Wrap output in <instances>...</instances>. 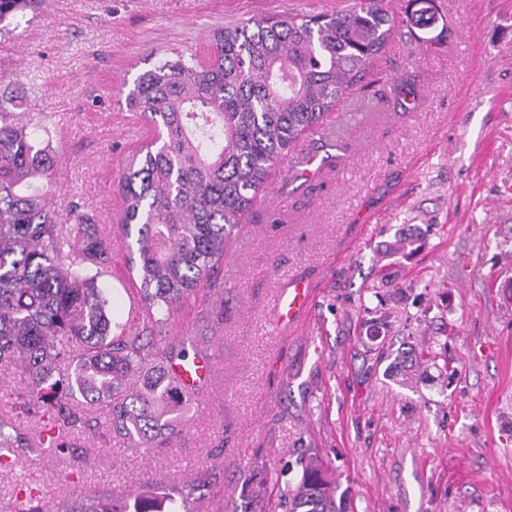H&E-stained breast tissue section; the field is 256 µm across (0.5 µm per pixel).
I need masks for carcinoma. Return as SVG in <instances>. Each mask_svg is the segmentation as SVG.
<instances>
[{
	"instance_id": "cac0c4a2",
	"label": "carcinoma",
	"mask_w": 512,
	"mask_h": 512,
	"mask_svg": "<svg viewBox=\"0 0 512 512\" xmlns=\"http://www.w3.org/2000/svg\"><path fill=\"white\" fill-rule=\"evenodd\" d=\"M40 0H0V25ZM439 44L449 22L424 8L410 24ZM395 30L390 0H352L332 14L253 19L213 34L205 60L163 52L126 107L155 131L119 181L118 228L140 281L138 324L112 335L99 284L111 239L57 221L49 194L54 155L38 127L0 99V363L25 380L23 409L46 421L39 443L0 418V466L17 448L61 455L103 428L131 448H165L203 389H184L169 366L207 351L201 336L168 340L178 307L210 294L226 246L293 143L361 85ZM425 357L411 346L385 374L406 384ZM280 493L282 512H354L331 460L306 451ZM196 489L159 486L118 501L94 490L55 512H194Z\"/></svg>"
}]
</instances>
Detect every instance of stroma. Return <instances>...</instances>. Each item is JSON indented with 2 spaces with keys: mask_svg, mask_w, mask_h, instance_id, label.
I'll use <instances>...</instances> for the list:
<instances>
[{
  "mask_svg": "<svg viewBox=\"0 0 512 512\" xmlns=\"http://www.w3.org/2000/svg\"><path fill=\"white\" fill-rule=\"evenodd\" d=\"M350 0H42L0 32V75L16 119L49 130L60 223L85 205L112 238L104 286L126 280L115 235L121 163L153 132L125 105L161 51L206 55L214 31L257 17L315 15ZM451 30L429 47L392 0L397 34L320 129L306 132L255 203L244 246L228 251L221 292L184 305L171 335L211 339L217 372L169 447L149 453L81 437L64 457L26 453L0 468V512H22L23 483L47 503L92 490L124 499L149 486L197 487L198 512L262 495L271 473L316 448L356 512H512V0H438ZM319 159L297 177L300 155ZM419 249L389 255L397 237ZM313 291L303 322L280 330L289 281ZM382 318L376 340L366 331ZM413 344L429 357L401 385L378 353ZM0 367V412L38 430Z\"/></svg>",
  "mask_w": 512,
  "mask_h": 512,
  "instance_id": "stroma-1",
  "label": "stroma"
}]
</instances>
